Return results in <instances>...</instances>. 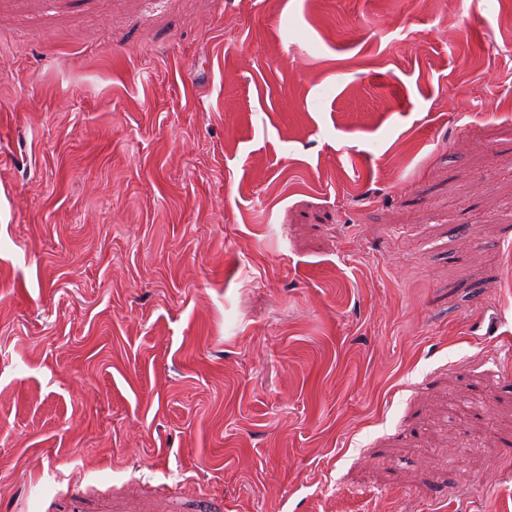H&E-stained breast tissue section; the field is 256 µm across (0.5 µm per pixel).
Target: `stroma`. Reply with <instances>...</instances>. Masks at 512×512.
Returning a JSON list of instances; mask_svg holds the SVG:
<instances>
[{
  "label": "stroma",
  "mask_w": 512,
  "mask_h": 512,
  "mask_svg": "<svg viewBox=\"0 0 512 512\" xmlns=\"http://www.w3.org/2000/svg\"><path fill=\"white\" fill-rule=\"evenodd\" d=\"M0 512H512V0H0Z\"/></svg>",
  "instance_id": "stroma-1"
}]
</instances>
